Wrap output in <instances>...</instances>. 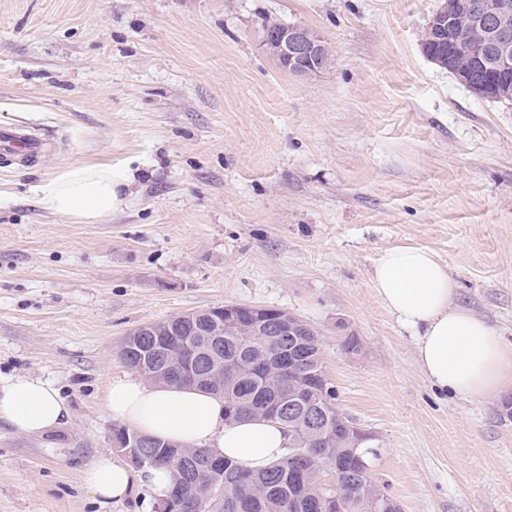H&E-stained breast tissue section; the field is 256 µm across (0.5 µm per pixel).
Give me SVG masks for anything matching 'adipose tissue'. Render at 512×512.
<instances>
[{
	"label": "adipose tissue",
	"instance_id": "ef3b65f1",
	"mask_svg": "<svg viewBox=\"0 0 512 512\" xmlns=\"http://www.w3.org/2000/svg\"><path fill=\"white\" fill-rule=\"evenodd\" d=\"M130 176L109 163L73 164L36 189L42 208L76 224H100L126 203ZM371 286L382 305L417 334L419 367L437 388L473 398L497 394L512 383V346L454 300L455 285L430 250L409 244L386 248L376 260ZM112 418L141 435L195 448L203 446L253 470L287 455L292 438L262 417L233 420L222 399L197 389L158 386L135 376L117 377L103 392ZM70 409L49 382L34 377L0 380V422L25 435L64 426ZM82 485L102 508L122 503L134 485L164 496L173 483L168 468L134 471L102 453L80 472Z\"/></svg>",
	"mask_w": 512,
	"mask_h": 512
}]
</instances>
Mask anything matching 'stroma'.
I'll return each mask as SVG.
<instances>
[{
	"label": "stroma",
	"instance_id": "1",
	"mask_svg": "<svg viewBox=\"0 0 512 512\" xmlns=\"http://www.w3.org/2000/svg\"><path fill=\"white\" fill-rule=\"evenodd\" d=\"M443 2L0 0V126L50 143L0 155V378L48 380L70 408L44 436L0 422V512H102L80 470L116 449L102 392L129 373L125 337L224 304L316 331L400 512H512L500 398L434 387L370 285L385 248H427L512 346V104L423 53ZM269 20L316 32L330 65L282 68ZM104 162L130 174L104 223L39 205L44 179Z\"/></svg>",
	"mask_w": 512,
	"mask_h": 512
}]
</instances>
